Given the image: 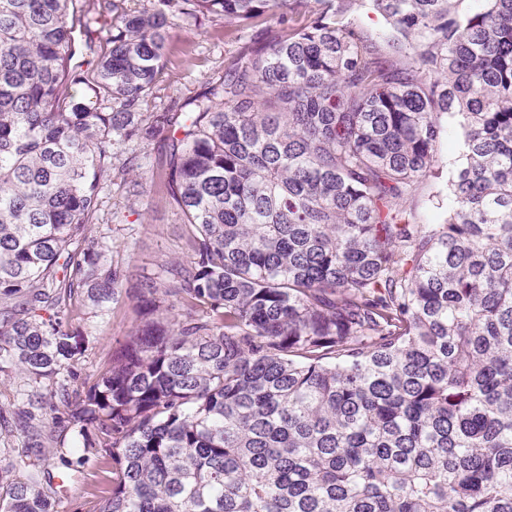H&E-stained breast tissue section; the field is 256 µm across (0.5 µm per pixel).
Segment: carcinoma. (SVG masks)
<instances>
[{"label":"carcinoma","instance_id":"cac0c4a2","mask_svg":"<svg viewBox=\"0 0 512 512\" xmlns=\"http://www.w3.org/2000/svg\"><path fill=\"white\" fill-rule=\"evenodd\" d=\"M464 2L0 0V439L73 428L63 478L112 464L95 512H512V0ZM202 16L257 33L150 108ZM453 114L445 206L422 192ZM158 139L166 167L120 159ZM131 172L193 260L139 281L79 398L67 302L118 294L88 226ZM46 474L41 444L0 467V512H68Z\"/></svg>","mask_w":512,"mask_h":512}]
</instances>
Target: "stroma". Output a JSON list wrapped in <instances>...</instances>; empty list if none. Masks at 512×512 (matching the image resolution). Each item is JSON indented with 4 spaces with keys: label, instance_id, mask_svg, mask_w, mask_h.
I'll return each instance as SVG.
<instances>
[{
    "label": "stroma",
    "instance_id": "stroma-1",
    "mask_svg": "<svg viewBox=\"0 0 512 512\" xmlns=\"http://www.w3.org/2000/svg\"><path fill=\"white\" fill-rule=\"evenodd\" d=\"M223 28L222 21L206 20L201 26L192 25L174 33L170 40L169 75L158 84L153 107H164L171 100L200 91L209 81L223 75L225 64L240 49L242 39L252 36L247 30L242 39L228 38L224 36ZM188 231L176 203L150 186L145 187L125 223L92 225L93 235L111 237L109 248L102 257L103 263L120 268L126 278L120 285L117 300L107 303L102 312L92 313L78 299L69 309L73 325L80 327L88 337V349L77 365L79 384H92L110 360L118 341L124 340L137 326L133 298L137 279L156 274L169 263L189 261ZM74 437L72 429L58 428L54 446L45 451V466L53 485L59 486L62 495L78 506L79 512H89L95 494L108 487L112 468L97 466L76 475L69 483H62L59 455L70 448Z\"/></svg>",
    "mask_w": 512,
    "mask_h": 512
}]
</instances>
